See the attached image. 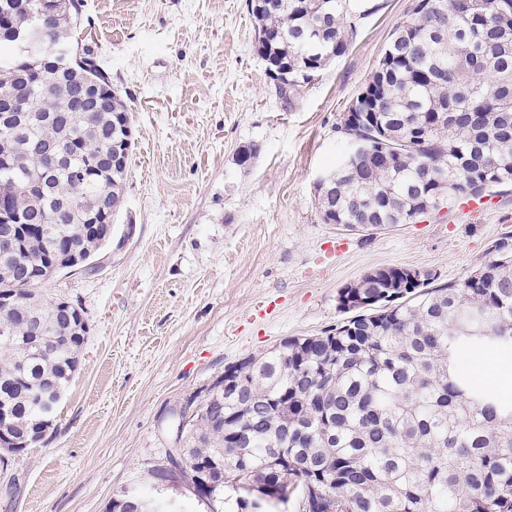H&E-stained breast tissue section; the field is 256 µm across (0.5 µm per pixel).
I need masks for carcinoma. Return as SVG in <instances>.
<instances>
[{
	"label": "carcinoma",
	"mask_w": 512,
	"mask_h": 512,
	"mask_svg": "<svg viewBox=\"0 0 512 512\" xmlns=\"http://www.w3.org/2000/svg\"><path fill=\"white\" fill-rule=\"evenodd\" d=\"M347 0H249L255 49L278 60L268 73L290 99L356 34ZM82 4L0 0L19 28L39 22L49 54L28 65L0 37V142L30 153L0 164V194L25 224L0 221L30 258L0 251V447L42 438L79 366L88 329L65 300L37 293V263L90 259L111 238L128 167H112L119 120L129 115L109 74L76 37ZM365 144L342 156L326 224L364 232L407 224L453 198L512 184V0H416L375 69L336 124ZM53 143L52 165L35 146ZM465 279L396 288L389 266L343 287L348 314L317 336H294L224 369L209 408L184 423L183 453L196 494L224 512H267L298 491L301 512H512V402L462 369L461 356L492 347L512 354V239ZM123 491L108 512H150Z\"/></svg>",
	"instance_id": "cac0c4a2"
}]
</instances>
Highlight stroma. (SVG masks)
<instances>
[{"label": "stroma", "mask_w": 512, "mask_h": 512, "mask_svg": "<svg viewBox=\"0 0 512 512\" xmlns=\"http://www.w3.org/2000/svg\"><path fill=\"white\" fill-rule=\"evenodd\" d=\"M99 61L131 109L134 144L112 239L45 299L82 308L80 367L41 444L0 456V512H107L153 496L170 412L227 366L344 319L337 293L382 267L465 278L512 236V185L374 235L324 223L317 177L342 154L336 125L415 0H376L357 35L292 100L255 51L248 0H82ZM259 153L240 163L242 147ZM512 399V363L469 356ZM151 498H144L136 493L134 496L122 491L114 498L109 506L108 512H170V511H150L145 507V501Z\"/></svg>", "instance_id": "35a3bbf8"}]
</instances>
